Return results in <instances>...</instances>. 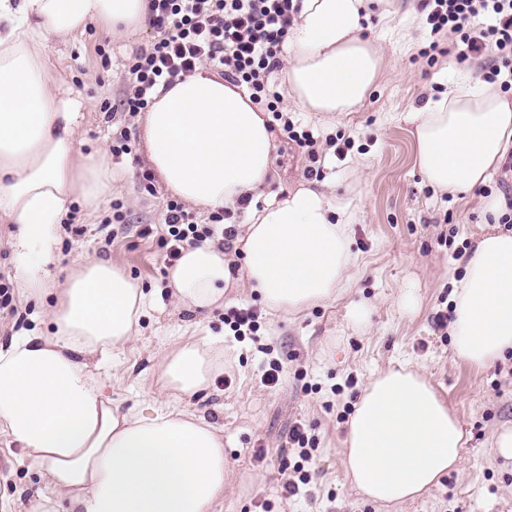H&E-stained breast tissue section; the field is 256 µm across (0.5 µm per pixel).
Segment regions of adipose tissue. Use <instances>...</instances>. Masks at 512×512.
Listing matches in <instances>:
<instances>
[{"label": "adipose tissue", "mask_w": 512, "mask_h": 512, "mask_svg": "<svg viewBox=\"0 0 512 512\" xmlns=\"http://www.w3.org/2000/svg\"><path fill=\"white\" fill-rule=\"evenodd\" d=\"M285 46L289 99L307 112L358 111L384 56L363 21L392 27L403 0H301ZM146 0H0V223L17 260L19 297L47 303L49 331L0 344V435L46 489L0 501V512H223L224 438L180 410L224 371V340L187 326L151 367L148 408H121L103 389L139 337L149 297L111 260H56L73 204L97 211L129 172L102 149L78 147L88 103L48 66L50 42L96 24L115 38L142 29ZM146 157L166 190L203 213L239 210L273 175V134L248 94L208 66L157 87L139 120ZM424 180L452 195L476 191L512 152V100L490 83L448 88L416 113ZM354 198L305 185L248 210L240 272L275 318L335 300L359 263ZM231 269L208 238L169 269L176 307L207 311ZM451 300L454 355L486 367L512 351V231H491L465 256ZM467 437L422 368L387 369L360 393L342 466L361 497L386 506L429 493L461 470Z\"/></svg>", "instance_id": "1"}]
</instances>
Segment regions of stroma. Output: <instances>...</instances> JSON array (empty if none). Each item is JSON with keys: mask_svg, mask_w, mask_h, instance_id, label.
Returning <instances> with one entry per match:
<instances>
[{"mask_svg": "<svg viewBox=\"0 0 512 512\" xmlns=\"http://www.w3.org/2000/svg\"><path fill=\"white\" fill-rule=\"evenodd\" d=\"M401 25L416 38L415 49L376 19L363 24V37L379 44L388 68L359 111L331 118L283 103L293 122L318 139L341 133L352 142L345 158L329 153L320 162L321 187L353 196L361 207L352 226V249L361 265L352 288L334 302L276 321L265 314L259 295L236 281L226 286L223 306L176 311L160 246L169 196L161 188L151 195L141 187L138 176L150 164L138 144L132 154L112 160L130 179L95 213L78 211L75 223L82 233L59 232L57 267L87 255L108 257L151 296L140 338L120 354L122 373L106 389L121 408L147 403L148 368L177 324L191 322L223 337V375L215 378L211 394L185 407L204 415L224 437V512H512V464L488 446L493 430L512 426V355L486 369L462 362L452 353L447 324L452 290L465 274L466 250L487 232L486 218L475 200L440 193L424 181L413 136V113L449 85L475 80L477 63L442 56L429 64L419 54L431 41L421 13L405 16ZM152 35L145 28L118 40L92 24L68 43L50 44L51 69L91 104L83 131L87 146L108 150L122 128L137 130L136 120L108 117L101 105L119 98L122 70ZM272 158L275 177L252 200L258 209L307 181L309 160L295 143L275 135ZM361 302L374 305L365 325L351 317ZM230 306L262 311L258 340L234 338L224 323ZM262 344L270 355L259 352ZM268 356L282 367L271 388L260 382ZM403 359L423 365L470 440L463 472L449 473L424 497L389 511L349 487L340 462L347 430L343 413L369 378ZM296 426L314 439L315 451L305 465L309 484L287 496L284 486L298 478V452L288 442ZM18 453V446L0 440L1 498L46 485L41 472L16 467Z\"/></svg>", "mask_w": 512, "mask_h": 512, "instance_id": "stroma-1", "label": "stroma"}]
</instances>
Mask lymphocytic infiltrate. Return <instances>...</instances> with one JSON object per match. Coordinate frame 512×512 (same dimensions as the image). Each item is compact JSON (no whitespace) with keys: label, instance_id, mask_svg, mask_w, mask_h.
Segmentation results:
<instances>
[{"label":"lymphocytic infiltrate","instance_id":"f902f5d3","mask_svg":"<svg viewBox=\"0 0 512 512\" xmlns=\"http://www.w3.org/2000/svg\"><path fill=\"white\" fill-rule=\"evenodd\" d=\"M420 8L434 37L421 56L436 62L435 37L448 32L457 38L458 61L478 60L483 81L512 91V0H421ZM296 12L293 0H148L154 36L123 72L120 111L135 117L149 107L157 85H174L203 64L248 89L253 104L278 112L280 95L270 82L282 70V48ZM164 222L161 246L169 261L204 238L194 215L177 201L167 202Z\"/></svg>","mask_w":512,"mask_h":512}]
</instances>
